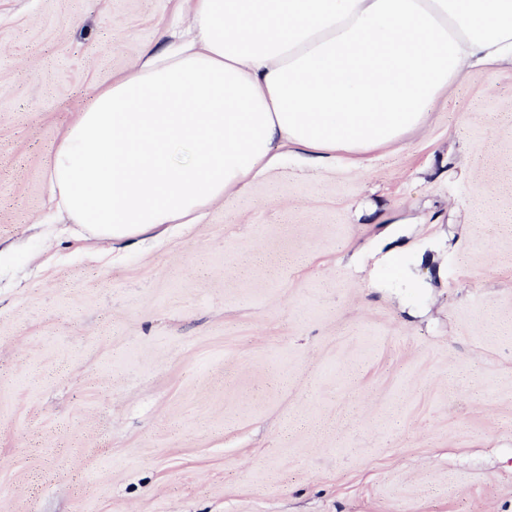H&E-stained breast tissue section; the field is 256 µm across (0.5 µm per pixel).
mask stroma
Masks as SVG:
<instances>
[{
	"label": "stroma",
	"mask_w": 512,
	"mask_h": 512,
	"mask_svg": "<svg viewBox=\"0 0 512 512\" xmlns=\"http://www.w3.org/2000/svg\"><path fill=\"white\" fill-rule=\"evenodd\" d=\"M175 0H0V512H512V66L111 246L58 128Z\"/></svg>",
	"instance_id": "stroma-1"
}]
</instances>
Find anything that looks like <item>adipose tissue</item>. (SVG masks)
<instances>
[{
  "label": "adipose tissue",
  "instance_id": "adipose-tissue-1",
  "mask_svg": "<svg viewBox=\"0 0 512 512\" xmlns=\"http://www.w3.org/2000/svg\"><path fill=\"white\" fill-rule=\"evenodd\" d=\"M165 31L57 135L63 220L120 241L195 224L293 146L361 162L422 128L471 68L512 62V0H180Z\"/></svg>",
  "mask_w": 512,
  "mask_h": 512
}]
</instances>
